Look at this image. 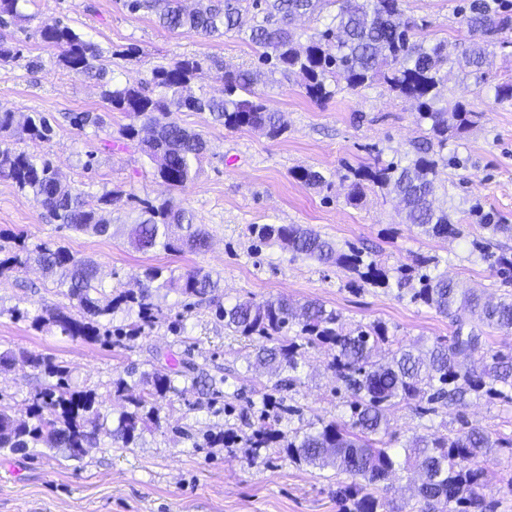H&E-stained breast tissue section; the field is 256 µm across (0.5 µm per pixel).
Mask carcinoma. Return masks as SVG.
<instances>
[{
  "label": "carcinoma",
  "mask_w": 512,
  "mask_h": 512,
  "mask_svg": "<svg viewBox=\"0 0 512 512\" xmlns=\"http://www.w3.org/2000/svg\"><path fill=\"white\" fill-rule=\"evenodd\" d=\"M29 2L0 0V29L30 20L25 12ZM403 2L197 0L198 8L188 10L181 0H123L129 13L151 12L170 32L205 38L243 32L257 47L256 63L248 67L225 70L214 58L185 56L152 68L137 84L108 76L98 46L67 25L58 22L43 27L39 36L59 50V62L67 70L102 82L104 100L131 118L121 129L122 137L139 140L153 175L175 190L193 180L206 141L202 134L183 127L174 113L207 112L226 129L248 127L278 138L287 126L279 113L267 109L262 94L255 90L260 70L296 77L313 102L331 98L342 83L357 90L381 82L396 96L416 104V121L425 127V135L400 162L376 157L367 165L337 170L336 177L347 184L346 203L356 205L366 190L378 189L399 200L402 223L432 237H455L459 231L448 210L435 205L439 168L448 163L443 156L448 140L467 133L476 112L461 101L451 109L441 106V87L447 81L448 67L455 65L468 70L475 85L485 82L482 67L487 47L512 44V14L499 0H468L458 6L457 15L472 42L453 59L444 43L431 44L423 38L428 21L409 14ZM328 7L334 11L312 33L302 36L293 28L295 17L319 15ZM214 68L224 70L221 97L209 95L198 84ZM67 119L78 130L104 125L101 115L89 111L73 112ZM140 123L152 129L151 139H139ZM52 134L49 119L39 112L25 116L0 109L1 137L48 141ZM0 176L31 194L60 226L82 234H108L111 219L103 212L113 192L102 193L92 203L84 193L62 183L48 160L9 146H0ZM293 176L310 188L329 190L332 186L331 179L311 167L299 168ZM249 231L261 241H274L292 253L346 269L364 283L395 288L400 294L411 292L413 301L451 318L450 336L413 350L389 339L387 328L380 323L347 328L340 312L317 301L295 306L286 299H248L226 306L217 295L219 281L201 268L176 278L165 275L160 267H148L139 288H113L107 293L98 279L96 262L56 242L25 246L21 253L0 261V267L35 263L67 287L77 313L46 310L33 323L54 327L72 340L118 345L122 335L112 336L103 321L112 320L118 312L135 317L125 332L134 337L160 313L154 291L177 288L188 296L209 297L224 328L255 343V362L277 378V388L290 389L301 383L300 359L306 347L327 345L332 350L330 368L345 390L348 415L294 428L283 445L282 404L268 395L263 399L260 424L246 438L250 460L274 450L285 452L298 466L334 468L350 479L343 491L353 499L354 512H394L379 484L408 468L418 469L422 477L417 488L418 512H496L498 503L482 494L489 473L481 462L496 448L512 450V434L465 421L446 436H436L424 425L399 450L385 437L390 413L401 403L414 405L422 418L433 411L435 403L461 406L472 395L493 400L504 397L507 390L512 392V350L485 347L481 330L487 326L512 331V296L495 304L483 303L475 291L460 288L442 274H422L415 284L404 273L392 283L377 261L365 260L362 250L350 247L345 251L300 224H252ZM129 238L143 252L201 251L207 246L194 214L171 197L142 201ZM487 259L504 279L512 277V255L491 253ZM385 344L393 349L390 359L381 363L376 354ZM16 363L36 369L45 384L30 393L21 414L0 405V454L46 447L60 451L67 460L80 461L102 433L120 448L135 446L144 432L160 428L161 410L173 408L174 399L184 394L176 377L190 382L211 403L222 396L220 385L224 383L185 359L151 372L140 373L132 366L126 377L112 382V391L129 408L111 428L96 393L71 387L69 371L52 356L0 353L1 368Z\"/></svg>",
  "instance_id": "obj_1"
}]
</instances>
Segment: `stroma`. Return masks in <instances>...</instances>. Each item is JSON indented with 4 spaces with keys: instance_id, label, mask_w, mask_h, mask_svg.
Instances as JSON below:
<instances>
[{
    "instance_id": "obj_1",
    "label": "stroma",
    "mask_w": 512,
    "mask_h": 512,
    "mask_svg": "<svg viewBox=\"0 0 512 512\" xmlns=\"http://www.w3.org/2000/svg\"><path fill=\"white\" fill-rule=\"evenodd\" d=\"M458 2L405 0V7L428 20L429 42H445L454 53L470 39L456 14ZM26 11L33 14V22L4 32L7 41L21 43L23 56L0 63V107L46 113L55 120V134L47 143L16 142V149L45 156L64 182L91 197L109 190L119 196L110 206V234H77L59 228L31 194L0 177V260L25 243L58 242L95 259L108 290L136 287L150 266L164 267L177 277L201 268L219 278L224 304L250 297L317 300L339 311L347 323L385 324L389 335L406 345H427L448 336V317L356 281L342 268L257 243L250 225L300 224L338 247L367 248L390 271L429 257L436 272L486 299L512 293L482 258L486 246L512 254V236L493 235L480 227L486 214L494 223L512 225V102H496L459 69L449 71L443 93L468 103L479 117L462 138L449 140L447 154L454 163L439 172L436 203L447 208L459 233L435 238L402 223L395 200L383 193H367L360 204L350 205L341 186L320 191L293 176L301 167L327 175L344 163L357 166L377 155L388 161L409 151L421 135L416 108L385 85L343 88L332 99L315 103L296 80L263 75L258 90L265 105L282 113L288 124L287 132L276 139L248 128L225 129L205 113H178L183 126L203 133L208 150L195 180L185 190L173 191L153 176L134 143L121 138L129 117L112 110L99 84L65 69L56 51L41 41L38 27L58 20L68 23L102 49L115 76L131 84L145 79L152 67L183 56H210L245 66L254 59L253 46L234 33L205 39L169 32L151 15L128 13L122 0H30ZM131 46L137 56H126ZM84 111L101 114L103 129H74L68 113ZM167 196L191 209L204 225L210 236L206 251L145 253L130 245L124 223L132 215L133 199ZM157 300L161 313L155 324L122 345L73 341L33 323L42 310H72L74 302L64 288L34 266L0 269V352L55 356L69 370L72 386L94 390L111 416L125 408L113 394L112 383L129 365L149 372L159 365L161 355L171 354L221 369L224 375L222 403L200 408L197 394L186 391L171 413L162 414L160 428L144 434L137 447L117 448L105 437L82 461L67 466L53 455L28 450L0 455V512H344L336 496L334 469L298 466L283 453L253 462L246 457L242 437L251 428L239 413L250 403H261L273 384L264 370L252 367L248 341L225 329L208 300L175 288L160 289ZM176 320L184 326L178 335L170 330ZM330 359L326 348L308 349L302 383L286 398L299 413L281 423V430L341 416L343 398L328 367ZM42 383L38 371L26 365L2 370L0 403L22 410L29 393ZM464 419L507 431L512 400H472L464 407L440 404L423 419L402 404L391 413V433L402 443L424 423L432 433L445 435ZM229 428L237 430L238 441L207 443V432Z\"/></svg>"
}]
</instances>
